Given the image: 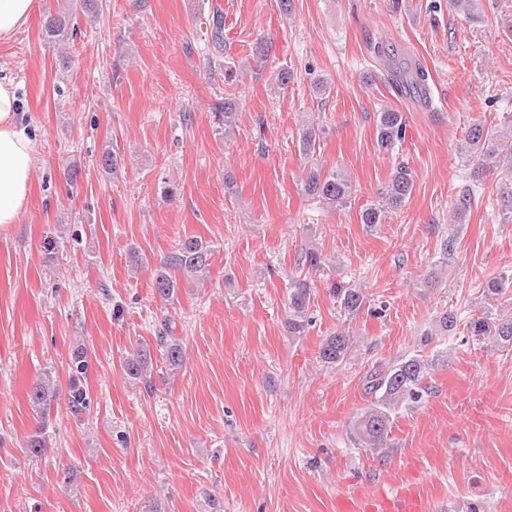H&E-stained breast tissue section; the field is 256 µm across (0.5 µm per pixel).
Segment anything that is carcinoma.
I'll list each match as a JSON object with an SVG mask.
<instances>
[{
    "mask_svg": "<svg viewBox=\"0 0 512 512\" xmlns=\"http://www.w3.org/2000/svg\"><path fill=\"white\" fill-rule=\"evenodd\" d=\"M451 7L471 22L480 21L476 0H450ZM71 14L59 12L50 16L44 24L47 39L62 40L68 35L67 25ZM207 30L212 44L224 49V13L214 7L208 13ZM238 104L230 96L214 107L215 117L224 126V137H230L237 125ZM407 132L404 113L388 107L377 113L376 141L379 150L389 152L402 145ZM322 129L317 124L302 126L298 132L300 153L309 164L306 176L301 180L304 195L316 199L328 207H342L348 203L354 189L351 180L337 170L326 171L314 159L316 144ZM462 153L473 166V176L480 179L498 169L502 176L497 187V206L504 224H512V115L496 128L475 121L467 129ZM414 174L409 164L400 162L391 172L390 178L379 194V200L366 204L360 212V223L372 229L384 223L388 216L402 209L414 188ZM470 193L458 195L453 223L464 224L471 209ZM212 250L208 243L198 236L180 241L179 247L165 255L155 269L153 290L167 303L178 298L180 281L188 284L202 283L209 277ZM512 286V273L491 278L484 287L485 297L499 299ZM333 295L347 314L355 316L366 304V295L361 288H335ZM311 283L307 277L291 280L288 289V310L285 327L291 336H301L311 322L309 304ZM467 331L475 337L490 336L502 347H512V313L502 308L496 317L482 316L466 324ZM458 313L450 309L443 312L435 324V335L452 337L458 333ZM156 344L168 370L176 372L183 365L184 351L180 341L170 335L168 324H162ZM352 352L351 334L342 330L330 333L321 343L319 359L330 366L342 364ZM438 359H428L420 354L408 355L392 363L381 365L368 373L363 381V392L371 397L369 404L357 416L351 429V441L360 448H366L379 457H384L391 447L389 434L393 416L404 404L419 402L430 390L426 380L436 367ZM127 376L147 385L151 384L152 357L148 345H141L124 362ZM59 385L52 372H44L32 386L29 406L38 426L27 436L23 448L30 457L46 453L49 435L47 430L51 411L60 400ZM89 401L85 388L79 380L72 379L67 395L70 413L77 417L86 412Z\"/></svg>",
    "mask_w": 512,
    "mask_h": 512,
    "instance_id": "obj_1",
    "label": "carcinoma"
}]
</instances>
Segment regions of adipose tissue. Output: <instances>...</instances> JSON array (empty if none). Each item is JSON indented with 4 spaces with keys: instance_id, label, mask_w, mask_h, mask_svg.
<instances>
[{
    "instance_id": "1",
    "label": "adipose tissue",
    "mask_w": 512,
    "mask_h": 512,
    "mask_svg": "<svg viewBox=\"0 0 512 512\" xmlns=\"http://www.w3.org/2000/svg\"><path fill=\"white\" fill-rule=\"evenodd\" d=\"M34 167V143L21 122L16 89L0 80V227L18 223L26 210Z\"/></svg>"
}]
</instances>
